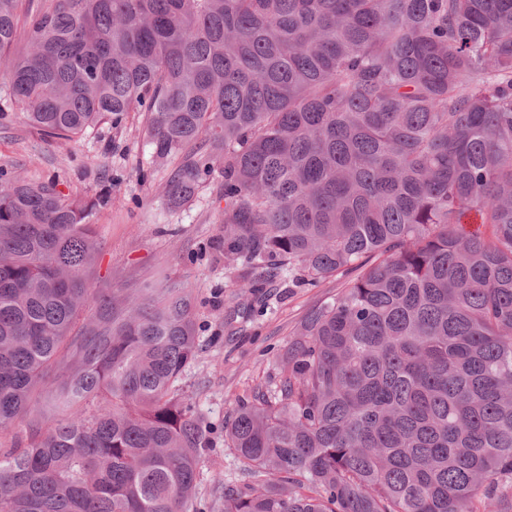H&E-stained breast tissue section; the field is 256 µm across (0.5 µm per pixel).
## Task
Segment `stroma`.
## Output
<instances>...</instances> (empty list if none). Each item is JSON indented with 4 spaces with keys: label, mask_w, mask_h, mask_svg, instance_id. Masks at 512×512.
<instances>
[{
    "label": "stroma",
    "mask_w": 512,
    "mask_h": 512,
    "mask_svg": "<svg viewBox=\"0 0 512 512\" xmlns=\"http://www.w3.org/2000/svg\"><path fill=\"white\" fill-rule=\"evenodd\" d=\"M0 170L34 181H56L72 198H89L110 186L112 205L93 219L101 248L91 270L100 288L125 295L180 282L194 304L199 349L177 385L213 428V449L201 471L198 496L222 512L219 482L240 476L241 464L224 441V420L237 400L266 384L280 349L312 306L344 288V277L320 287L264 286L265 305L225 328L234 302L237 271L224 263L222 173H213L194 200L168 207L164 189L169 166L151 164L146 117L128 113L124 123H104L72 139H58L30 126L21 110L0 113Z\"/></svg>",
    "instance_id": "obj_1"
}]
</instances>
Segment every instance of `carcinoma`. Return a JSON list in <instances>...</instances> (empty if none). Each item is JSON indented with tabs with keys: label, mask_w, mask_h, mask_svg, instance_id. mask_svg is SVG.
I'll list each match as a JSON object with an SVG mask.
<instances>
[{
	"label": "carcinoma",
	"mask_w": 512,
	"mask_h": 512,
	"mask_svg": "<svg viewBox=\"0 0 512 512\" xmlns=\"http://www.w3.org/2000/svg\"><path fill=\"white\" fill-rule=\"evenodd\" d=\"M21 5L0 112L146 113L174 208L221 169L243 296L348 276L224 420V512H512V0H46L17 49ZM111 202L0 171V512L202 509L193 303L91 286Z\"/></svg>",
	"instance_id": "cac0c4a2"
}]
</instances>
